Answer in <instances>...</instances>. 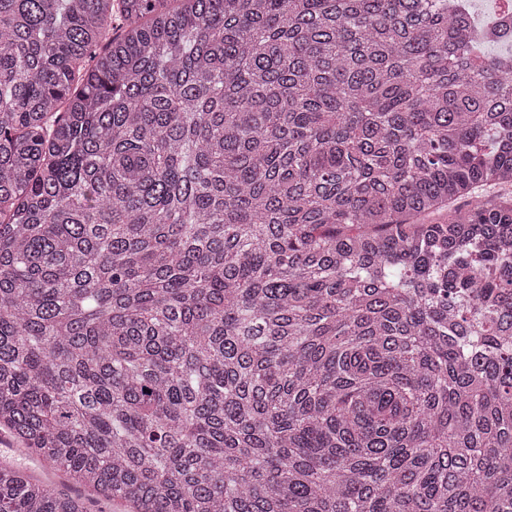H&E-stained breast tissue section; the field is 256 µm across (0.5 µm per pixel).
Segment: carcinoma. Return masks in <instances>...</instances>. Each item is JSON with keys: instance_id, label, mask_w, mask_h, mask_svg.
Wrapping results in <instances>:
<instances>
[{"instance_id": "carcinoma-1", "label": "carcinoma", "mask_w": 512, "mask_h": 512, "mask_svg": "<svg viewBox=\"0 0 512 512\" xmlns=\"http://www.w3.org/2000/svg\"><path fill=\"white\" fill-rule=\"evenodd\" d=\"M0 426L128 512H512V38L0 0Z\"/></svg>"}]
</instances>
